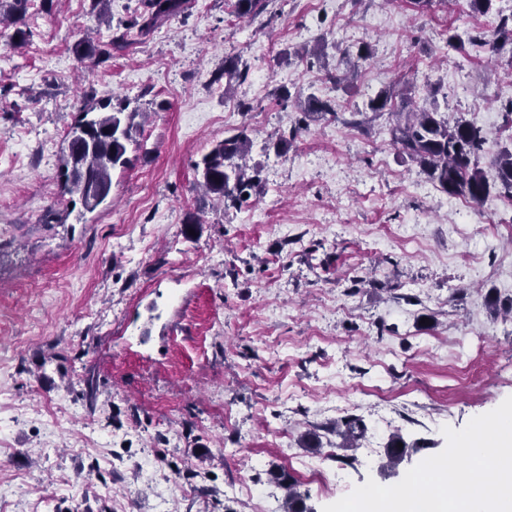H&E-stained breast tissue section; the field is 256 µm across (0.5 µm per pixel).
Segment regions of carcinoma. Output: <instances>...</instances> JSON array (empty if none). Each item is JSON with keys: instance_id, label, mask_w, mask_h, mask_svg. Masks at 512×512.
<instances>
[{"instance_id": "cac0c4a2", "label": "carcinoma", "mask_w": 512, "mask_h": 512, "mask_svg": "<svg viewBox=\"0 0 512 512\" xmlns=\"http://www.w3.org/2000/svg\"><path fill=\"white\" fill-rule=\"evenodd\" d=\"M30 0H0V17L16 20L22 16ZM268 0H236L235 7L242 17H256L266 8ZM143 10L129 22L125 31L114 36L112 45L127 43L131 31L147 36L169 17L182 12L185 0H142ZM495 33L512 44V14L498 13ZM394 90L385 88L364 104L356 113L374 115L388 112L395 116L391 126L392 142L411 161L419 164L428 178L452 196H463L482 203L497 193L512 200V149L502 150L493 161L497 182L488 181L478 165L479 152L485 143L483 129L474 121L450 122L437 108L411 105L407 111H395ZM305 112L335 114L331 103L314 95L300 102ZM139 108L130 107L127 100L110 99L89 102L67 135V153L62 170V189L78 197L88 211L107 203L112 190V172L130 164L128 144ZM252 148L250 130L243 126L216 144L195 170L199 185L224 201L244 202L260 184V171L248 167L245 157ZM92 178L106 192L99 197L88 194L86 179Z\"/></svg>"}]
</instances>
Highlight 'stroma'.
<instances>
[{
    "instance_id": "35a3bbf8",
    "label": "stroma",
    "mask_w": 512,
    "mask_h": 512,
    "mask_svg": "<svg viewBox=\"0 0 512 512\" xmlns=\"http://www.w3.org/2000/svg\"><path fill=\"white\" fill-rule=\"evenodd\" d=\"M141 10L30 0L0 28V512H254L241 485L269 490L266 512L292 486L322 512L367 480L398 483L445 448L442 427L512 396V205L459 215L393 145L388 116L353 112L388 87L430 98L482 123L494 176L512 132L484 116L512 101V71L470 40L494 16L466 0H270L242 19L234 0H188L107 58L75 54ZM364 43L352 86H335ZM317 45L322 61L300 58ZM229 55L245 79L226 81ZM311 93L335 115L300 112ZM107 96L142 111L131 163L111 206L79 220L61 149ZM243 125L260 188L214 203L195 164ZM292 129L277 152L269 134ZM347 417L365 424L350 444Z\"/></svg>"
}]
</instances>
